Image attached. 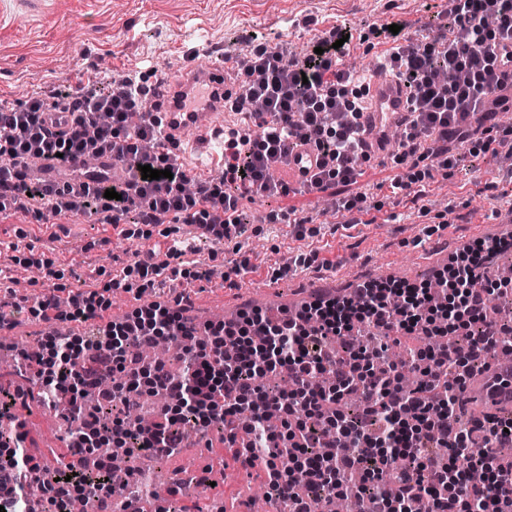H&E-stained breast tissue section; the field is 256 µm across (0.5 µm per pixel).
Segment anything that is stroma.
<instances>
[{
  "label": "stroma",
  "mask_w": 512,
  "mask_h": 512,
  "mask_svg": "<svg viewBox=\"0 0 512 512\" xmlns=\"http://www.w3.org/2000/svg\"><path fill=\"white\" fill-rule=\"evenodd\" d=\"M447 7L448 0H49L47 15L0 24V105L61 84L75 95L128 74L145 76L151 84L168 83L187 63L220 65L238 56L250 34L301 54L335 27L368 34L400 19L409 23L408 34L417 41L437 36L431 21ZM405 170L389 154L362 160L355 184L316 191L289 182L286 169L277 168L273 177L285 184V192L244 200L246 222L234 245L206 239L191 224H138L134 237L126 239L113 236L111 226L89 213L56 216L43 228L34 225L30 213L9 210L0 214V273L18 279V292L33 298L56 285L76 293L99 290L134 253L167 250L178 238L197 249L200 279L141 293L113 290L111 312L124 316L137 303L167 302L185 292L199 319L208 321L218 312L252 306L255 292L270 282L279 302L287 304L333 278L343 288L353 277L425 281L431 272L420 263L423 248L489 237L504 210L512 208V177L491 157L464 150L451 177L434 176L432 191L442 189L448 197L442 206L435 204L432 191L420 198L391 193V180ZM357 192L371 194L376 205L362 223H345L321 205L322 199ZM295 216L305 218L304 228L292 224ZM300 254L315 259L316 268L276 277L281 265ZM326 260L331 263L327 269L322 266ZM242 261L248 268L238 275V288L225 287V273ZM18 415L25 423L26 452L53 467L62 450L57 420L37 407ZM187 466L211 469L214 482L183 485L178 504L186 512H247L263 487L254 470L233 461L214 430L153 468L164 487L172 473Z\"/></svg>",
  "instance_id": "35a3bbf8"
}]
</instances>
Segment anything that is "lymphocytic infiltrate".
<instances>
[{"mask_svg":"<svg viewBox=\"0 0 512 512\" xmlns=\"http://www.w3.org/2000/svg\"><path fill=\"white\" fill-rule=\"evenodd\" d=\"M438 29L437 37L416 43L402 31H373L386 44L379 68L406 86L411 102L397 161L428 160L445 172L456 167L462 148L503 157L512 149V124L480 130L473 121L512 78L497 63L498 51L512 47V0H448ZM345 34L334 28L319 50L300 55L284 45H259L233 59L238 96L232 109L243 121L224 137V178L218 182L191 178L176 153L161 150L153 120L128 125V113L146 109L148 92L137 78L109 80L78 95L62 86L15 107L1 105L0 213L29 206L41 222L49 213L89 212L126 238L132 222L197 224L221 243L241 234L243 194L278 193L271 172L287 164L298 143L313 145L321 158L311 187L355 183L363 157L361 75L345 63L354 48ZM77 156H106L134 171L126 179L97 173L63 182L30 175L36 165L70 167ZM144 165L172 176L143 178ZM189 180L196 183L190 195L183 190ZM109 189L116 198H105ZM509 247L504 238L467 245L449 255L433 281L371 280L349 296L320 298L275 320L253 309L200 327L189 320L192 301L182 293L89 334H51L37 353L22 355L19 369L36 379L45 406L65 403L72 422L65 454L50 470L26 452L25 433L7 423L27 394L0 387V506L27 512L35 476L45 512H70L78 499L106 508L118 494L124 512H143L142 497L121 492L109 482V469L97 465L99 445L124 448L133 463L160 460L181 447L185 429L202 428L222 432L243 467L264 465L268 499L288 512L309 505L323 512L355 474L364 486V512H413L420 499L430 512H512V462L500 463L496 453L512 445V411L482 422L463 417L467 378L488 370L492 353L512 347V325L489 310L507 283L482 270L490 253ZM189 251L186 242L174 241L167 260H134L120 277L139 278L148 288L163 274L173 281L190 278L198 261ZM111 305L99 291L64 299L51 292L34 301L16 294L0 302V329L22 314L46 323H84ZM421 337L438 338V348L415 347ZM162 339L182 346L180 376L165 363L138 357ZM388 345L402 347L406 359L388 360ZM409 370L417 374L411 390L401 385ZM278 376L287 377V386L268 388ZM90 390L100 411L109 412V423H99V411L86 408ZM154 393L167 402L142 423L143 402ZM269 409L279 426L267 424ZM461 458L481 469L495 465L496 472L474 487L464 470L447 466ZM450 482L451 498L444 493Z\"/></svg>","mask_w":512,"mask_h":512,"instance_id":"lymphocytic-infiltrate-1","label":"lymphocytic infiltrate"}]
</instances>
